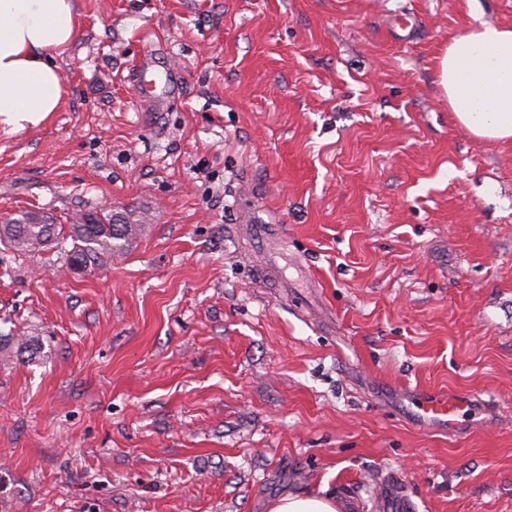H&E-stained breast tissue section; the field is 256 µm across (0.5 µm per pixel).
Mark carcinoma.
Returning <instances> with one entry per match:
<instances>
[{"instance_id":"obj_1","label":"carcinoma","mask_w":512,"mask_h":512,"mask_svg":"<svg viewBox=\"0 0 512 512\" xmlns=\"http://www.w3.org/2000/svg\"><path fill=\"white\" fill-rule=\"evenodd\" d=\"M84 214L72 218L67 237L72 240L69 260L71 264L91 265L100 257H110L125 250L128 239L142 227L136 213L100 212L98 223L82 224ZM64 242L61 230L53 217L45 218L33 211L21 212L0 224V244L18 254L52 250ZM35 355L38 344L32 337L0 338V355L10 358L12 353Z\"/></svg>"}]
</instances>
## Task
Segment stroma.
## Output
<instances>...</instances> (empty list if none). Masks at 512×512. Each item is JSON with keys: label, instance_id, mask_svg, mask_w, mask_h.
Listing matches in <instances>:
<instances>
[{"label": "stroma", "instance_id": "stroma-1", "mask_svg": "<svg viewBox=\"0 0 512 512\" xmlns=\"http://www.w3.org/2000/svg\"><path fill=\"white\" fill-rule=\"evenodd\" d=\"M512 0H76L66 101L0 131V221L135 210L79 272L0 245V512H512V143L437 57ZM177 68L140 102L135 66ZM279 224L278 278L244 225ZM472 400L456 431L410 390ZM16 349V353H28L32 360V355L39 353L37 341L33 337H25L21 339H14V336H0V354L3 357L11 358L12 353ZM336 502L330 497L316 495L285 496L272 504L269 512H337Z\"/></svg>", "mask_w": 512, "mask_h": 512}]
</instances>
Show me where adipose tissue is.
Listing matches in <instances>:
<instances>
[{
    "label": "adipose tissue",
    "instance_id": "obj_1",
    "mask_svg": "<svg viewBox=\"0 0 512 512\" xmlns=\"http://www.w3.org/2000/svg\"><path fill=\"white\" fill-rule=\"evenodd\" d=\"M76 34L74 0H0V127H38L62 109L55 59ZM437 76L459 126L481 140L512 142V25L475 18L449 38Z\"/></svg>",
    "mask_w": 512,
    "mask_h": 512
}]
</instances>
